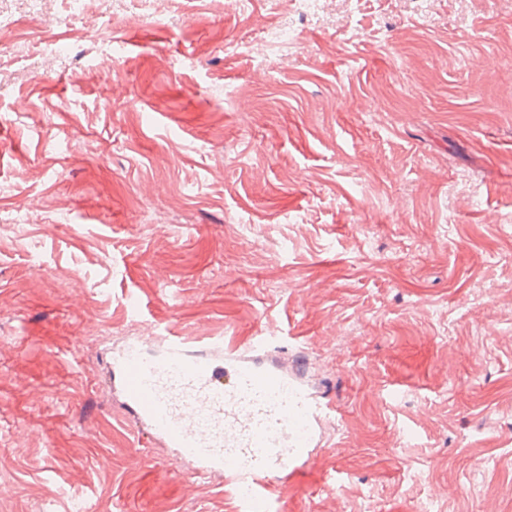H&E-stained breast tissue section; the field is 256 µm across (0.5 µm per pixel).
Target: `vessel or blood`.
Here are the masks:
<instances>
[{"label": "vessel or blood", "instance_id": "b4317fda", "mask_svg": "<svg viewBox=\"0 0 512 512\" xmlns=\"http://www.w3.org/2000/svg\"><path fill=\"white\" fill-rule=\"evenodd\" d=\"M165 342L160 357L135 344L113 360L126 412L154 439L231 479L248 512H268L280 490L275 475L303 468L320 404L279 364L192 355L177 336Z\"/></svg>", "mask_w": 512, "mask_h": 512}]
</instances>
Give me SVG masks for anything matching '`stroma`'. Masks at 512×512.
Returning a JSON list of instances; mask_svg holds the SVG:
<instances>
[{
    "mask_svg": "<svg viewBox=\"0 0 512 512\" xmlns=\"http://www.w3.org/2000/svg\"><path fill=\"white\" fill-rule=\"evenodd\" d=\"M97 6L126 22L0 0L23 22L0 50L9 512H241L110 391L147 325L236 359L268 337L333 400L271 512H512V93L482 81L512 70V12L359 0L292 42L270 0ZM261 28L286 63L250 53Z\"/></svg>",
    "mask_w": 512,
    "mask_h": 512,
    "instance_id": "1",
    "label": "stroma"
}]
</instances>
